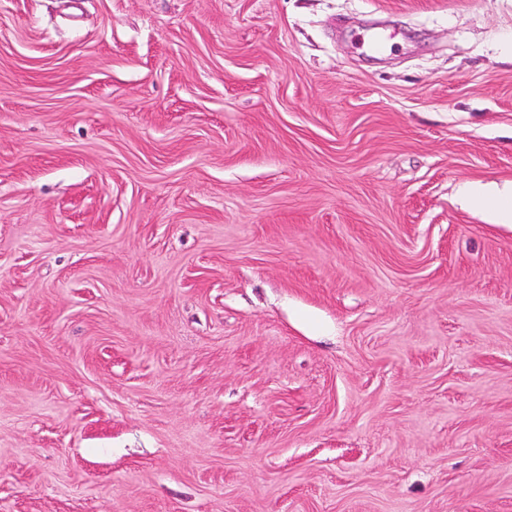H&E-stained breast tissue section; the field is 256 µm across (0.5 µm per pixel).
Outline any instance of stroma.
Segmentation results:
<instances>
[{"mask_svg":"<svg viewBox=\"0 0 512 512\" xmlns=\"http://www.w3.org/2000/svg\"><path fill=\"white\" fill-rule=\"evenodd\" d=\"M512 0H0V512H512ZM472 201L492 211L500 223H512V186L511 189L494 196H487L479 191L471 190Z\"/></svg>","mask_w":512,"mask_h":512,"instance_id":"1","label":"stroma"}]
</instances>
